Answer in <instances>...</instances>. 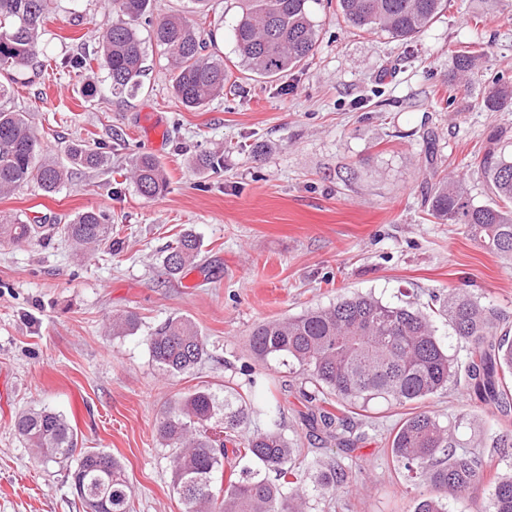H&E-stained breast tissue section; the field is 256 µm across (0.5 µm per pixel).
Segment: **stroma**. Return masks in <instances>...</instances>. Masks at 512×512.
Listing matches in <instances>:
<instances>
[{
	"label": "stroma",
	"instance_id": "1",
	"mask_svg": "<svg viewBox=\"0 0 512 512\" xmlns=\"http://www.w3.org/2000/svg\"><path fill=\"white\" fill-rule=\"evenodd\" d=\"M153 5L154 16H186L227 64L224 93L206 108L176 97L145 22L142 86L112 94L97 62L109 0H52L36 59L0 73L6 106L31 113L46 157L63 158L69 143L86 140L109 158L104 169L72 171L52 195L21 186L0 197V214L62 225L102 210L119 243L84 257L54 234L0 244V512H82L76 459L44 462L14 430L16 415L34 407L64 414L80 447L122 461L131 512H184L174 451L161 445L157 423L176 396L205 388L220 398L228 387L249 408L241 434L279 427L300 472L322 460L348 473L334 495L310 490L308 512H413L420 490L388 447L408 408L374 401L339 441H319L302 419L301 375L279 359L255 361L248 339L260 322L371 294L432 309L442 346L461 360L466 346L438 312L452 289L512 328V260L485 250L463 225L433 222L426 162L434 154L442 173L464 177L474 201H487L476 158L490 131L512 145V111H486L480 100L496 77L512 81V0H448L408 45L352 29L331 0H317L315 55L273 81L254 77L236 55V0H209L201 11L192 0ZM459 50L482 56L465 92L454 76ZM76 55L85 68L59 72ZM213 152L216 169H194L192 158ZM140 155L164 165L162 195L138 194L129 169ZM185 233L199 240V261L173 277L164 259ZM126 311L138 328L113 334L109 317ZM171 317L190 319L208 343L209 358L185 374L166 373L150 353L151 334ZM418 407L445 422L484 417L459 385Z\"/></svg>",
	"mask_w": 512,
	"mask_h": 512
}]
</instances>
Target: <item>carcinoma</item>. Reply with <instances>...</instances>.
Segmentation results:
<instances>
[{
  "instance_id": "cac0c4a2",
  "label": "carcinoma",
  "mask_w": 512,
  "mask_h": 512,
  "mask_svg": "<svg viewBox=\"0 0 512 512\" xmlns=\"http://www.w3.org/2000/svg\"><path fill=\"white\" fill-rule=\"evenodd\" d=\"M153 0H111L116 18L104 24L100 63L112 93L130 94L141 87L145 52L139 23L152 10ZM312 0H239L241 13L232 26L235 52L256 77L286 74L314 54L319 30L311 11ZM337 12L347 26L385 33L408 42L422 33L443 10V0H336ZM50 0H0V70H20L37 55ZM152 36L168 60L172 88L182 104L199 109L224 94L229 71L224 60L205 54L206 41L179 15L160 18ZM481 56L458 51L453 57L456 76L468 79ZM482 106L489 112L512 109V85L497 80L485 93ZM479 171L492 194L488 204H477L464 182L453 177L431 185L429 214L439 224H462L482 247L512 259V152L506 151L494 131L487 137ZM62 164L41 153L30 113L0 105V196L35 181L54 194L74 169H99L107 157L88 142L67 148ZM130 175L138 192L154 197L167 189L162 164L151 156L137 158ZM41 225L0 218V242L19 244L39 234ZM53 229L69 239L76 252L86 255L103 245L112 246V222L103 211H84L70 223ZM199 242L191 234L179 238L165 257L168 274L192 265ZM442 314L460 340L468 344L462 362L441 345L431 315L411 304L384 303L371 294H355L328 306L311 307L298 315L262 322L250 333L254 359L281 357L305 376L309 388L301 393L320 403L307 420L311 428L337 439L343 419L337 412L368 410L377 399L405 406L422 402L464 383L470 397L483 408L503 412L512 406V339L497 335L500 316L463 291L451 290L443 299ZM112 333L135 329L133 313L114 316ZM153 360L166 372L194 369L209 350L205 338L190 320L166 321L150 337ZM218 409L208 390H194L177 398L159 420L157 435L166 448L176 449L174 489L185 512H306L304 480L289 467L294 449L276 429L255 431L224 447V437L208 425ZM248 418L241 396L224 391V433L238 432ZM14 430L27 446L47 462L62 463L78 447V433L67 418L49 408L19 413ZM456 427L427 413H413L394 429L391 454L406 480L424 487L413 512H446L450 497L467 495L485 481L492 487L493 512H512V476H488L476 458L457 452ZM233 454L248 466L239 477L217 488L216 473ZM315 487L334 489L347 479L335 467L315 464ZM276 473L272 482L261 471ZM83 512H129L128 478L122 463L100 450L80 453L72 473Z\"/></svg>"
}]
</instances>
